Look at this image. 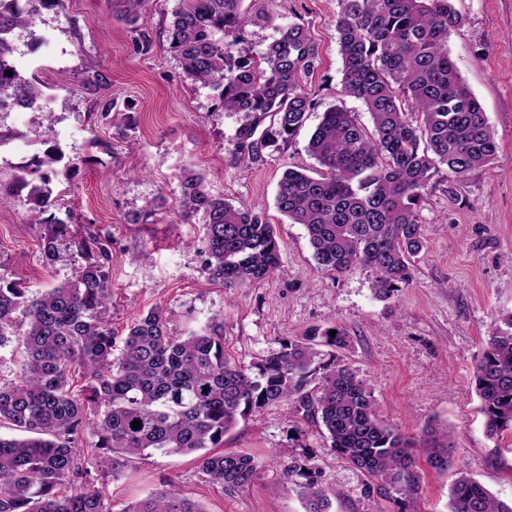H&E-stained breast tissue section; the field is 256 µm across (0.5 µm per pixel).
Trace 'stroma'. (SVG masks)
Returning a JSON list of instances; mask_svg holds the SVG:
<instances>
[{
	"label": "stroma",
	"instance_id": "35a3bbf8",
	"mask_svg": "<svg viewBox=\"0 0 512 512\" xmlns=\"http://www.w3.org/2000/svg\"><path fill=\"white\" fill-rule=\"evenodd\" d=\"M177 0H150L141 32L151 40L139 50L136 33L112 19L108 0H62L43 11L35 34L46 44L27 54L31 34L18 32L27 74L47 85L46 111L0 112V127L19 131L0 146V173L42 150L35 137L45 115L68 137V166L55 181L71 207L75 234L112 237V329L124 338L143 310L161 307L181 333L213 317L224 319V351L251 364L313 329L341 327L349 336L335 354L372 389L378 413L409 438L429 424L448 425L454 437L451 465L438 472L416 459L410 485L369 478L334 451L322 427L285 402L239 421L224 436L225 451L258 456V477L248 486L210 483L194 456L148 450L130 458L117 477L99 482L112 512L169 486L199 502L205 512H304L291 462L318 474L338 491L330 512H448L449 488L465 472L503 501L512 500V433L489 436L479 413L473 368L493 325L512 314V0H455L463 24L448 42L451 59L482 104L498 151L447 194L429 190L419 212L427 230L410 285L389 299L374 293L376 274L357 265L342 274L319 268L303 225L291 224L274 200L282 171L317 169L309 136L323 112L341 106L362 123L370 117L358 99L342 96V61L336 42L340 0H277L281 15H298L320 44L322 64L310 79L318 101L306 126L284 149H265L260 163L231 154L242 112L218 108L212 88L192 82L169 52L163 33ZM102 75L100 88H83L82 74ZM115 103L111 126L97 118ZM133 116L137 132L120 137ZM193 165L212 192L236 206H263L274 224L280 265L263 283L227 288L201 271V222L179 216V167ZM164 198L157 221L127 218L146 202ZM41 225L28 221L20 203L0 205V274L23 278L30 292L54 287L72 273L63 257L45 265Z\"/></svg>",
	"mask_w": 512,
	"mask_h": 512
}]
</instances>
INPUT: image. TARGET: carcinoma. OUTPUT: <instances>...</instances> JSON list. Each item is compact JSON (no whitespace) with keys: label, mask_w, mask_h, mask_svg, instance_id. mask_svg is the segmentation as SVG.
I'll return each mask as SVG.
<instances>
[{"label":"carcinoma","mask_w":512,"mask_h":512,"mask_svg":"<svg viewBox=\"0 0 512 512\" xmlns=\"http://www.w3.org/2000/svg\"><path fill=\"white\" fill-rule=\"evenodd\" d=\"M62 0H29L20 9L0 0V110L43 97L41 83L19 72L15 37L37 43L41 10ZM112 17L138 31L150 0H108ZM244 0H178L166 30L169 51L194 82L219 91L226 112H245L233 156L263 161V150L289 143L315 99L308 79L318 69L319 46L310 28L291 22L254 58L235 56L249 24L274 22L266 12L247 13ZM336 22L343 64L342 92L362 101L373 128L341 107L323 113L307 149L319 169H286L275 205L307 232L318 265L342 273L363 265L376 273L375 293L389 299L412 280L411 257L425 247L419 209L434 177L453 183L488 166L497 143L483 107L461 77L448 40L463 21L453 0H340ZM270 119L266 128L261 122ZM46 145L36 161L0 181V204L27 206L30 223L44 226L42 258L52 265L77 251L83 263L72 276L35 296L20 279L0 275V349L13 343L22 359L14 377L0 373V428L24 434L0 436V512H112L92 473L114 476L147 449L197 455L209 481L241 488L259 463L241 452H222L224 434L239 420L288 401L321 425L331 448L369 476L408 481L415 458L436 471L448 469L452 433L427 426L410 439L385 423L365 380L348 365L316 363L315 339L342 349L347 336L313 332L245 366L224 353V322L176 334L159 307L140 314L124 347L113 357L110 263L112 241L90 233L77 241L53 206L55 166L64 153L52 120L37 132ZM179 214L187 224L201 217L202 271L227 288L271 278L280 263L273 225L255 207H236L212 194L205 178L185 165L177 175ZM320 373L309 387L311 376ZM487 432L512 431V314L492 329L473 370ZM141 426L132 429L133 420ZM92 425L91 451L76 435ZM300 483L306 512H329L339 496L316 472L288 466ZM450 512H512L462 473L449 492ZM124 512H203L173 490H161Z\"/></svg>","instance_id":"obj_1"}]
</instances>
